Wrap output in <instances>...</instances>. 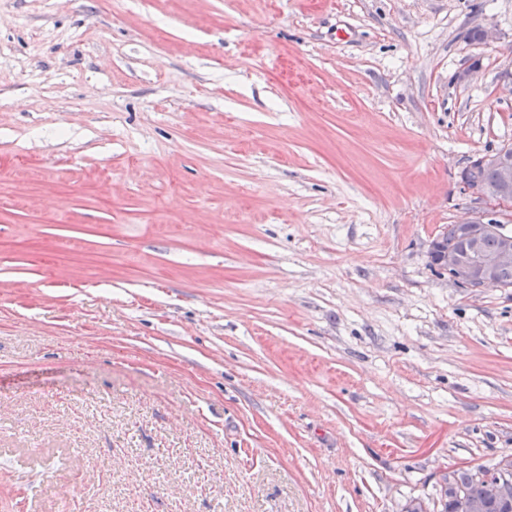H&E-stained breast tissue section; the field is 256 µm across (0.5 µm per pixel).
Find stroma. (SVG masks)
Returning a JSON list of instances; mask_svg holds the SVG:
<instances>
[{
	"mask_svg": "<svg viewBox=\"0 0 512 512\" xmlns=\"http://www.w3.org/2000/svg\"><path fill=\"white\" fill-rule=\"evenodd\" d=\"M510 72L512 0H0V512H403L512 455V288L429 257Z\"/></svg>",
	"mask_w": 512,
	"mask_h": 512,
	"instance_id": "stroma-1",
	"label": "stroma"
}]
</instances>
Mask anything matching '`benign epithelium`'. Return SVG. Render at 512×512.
Instances as JSON below:
<instances>
[{
	"instance_id": "7a95c632",
	"label": "benign epithelium",
	"mask_w": 512,
	"mask_h": 512,
	"mask_svg": "<svg viewBox=\"0 0 512 512\" xmlns=\"http://www.w3.org/2000/svg\"><path fill=\"white\" fill-rule=\"evenodd\" d=\"M480 169L493 171L495 177L478 179L475 173ZM460 181L464 190L485 203L488 210L472 212L458 221L463 239L469 243L466 251L438 235L430 244L431 261L453 282L475 291L511 288L512 284L502 280L501 275L512 269V236H501L497 247L490 251L483 248V239L499 233V225L512 222V147L475 155L469 169L460 173ZM479 476L485 482V499L468 500L463 489L454 490L462 512H487V502L491 500H512L511 455L502 457L491 471Z\"/></svg>"
}]
</instances>
